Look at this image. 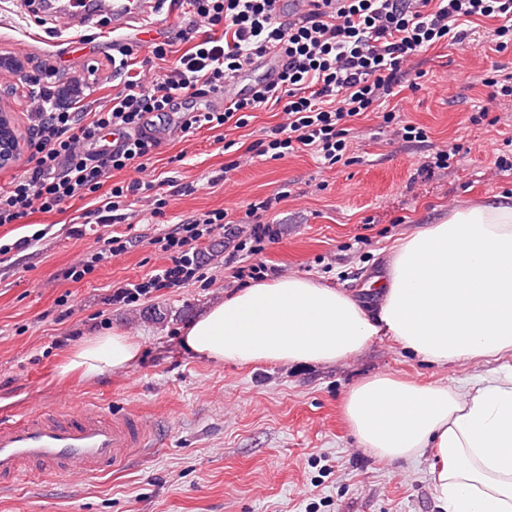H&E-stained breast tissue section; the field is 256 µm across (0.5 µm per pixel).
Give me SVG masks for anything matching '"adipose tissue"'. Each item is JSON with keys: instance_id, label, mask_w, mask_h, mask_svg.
Masks as SVG:
<instances>
[{"instance_id": "obj_1", "label": "adipose tissue", "mask_w": 512, "mask_h": 512, "mask_svg": "<svg viewBox=\"0 0 512 512\" xmlns=\"http://www.w3.org/2000/svg\"><path fill=\"white\" fill-rule=\"evenodd\" d=\"M378 308L291 275L257 282L199 313L187 350L217 363L332 364L389 337L434 364L481 359L492 370L459 387L391 375L356 384L345 417L362 448L388 461L434 453L440 512H512V204L449 211L399 240ZM141 346L122 331L77 344L63 373L131 366Z\"/></svg>"}]
</instances>
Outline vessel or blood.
<instances>
[{
	"label": "vessel or blood",
	"mask_w": 512,
	"mask_h": 512,
	"mask_svg": "<svg viewBox=\"0 0 512 512\" xmlns=\"http://www.w3.org/2000/svg\"><path fill=\"white\" fill-rule=\"evenodd\" d=\"M164 0H66L44 15L81 32L108 25L113 35L153 25ZM160 427L132 412L105 414L81 405L45 411L37 407L0 416V487L20 475L90 474L114 468L141 449L161 444Z\"/></svg>",
	"instance_id": "b4317fda"
}]
</instances>
